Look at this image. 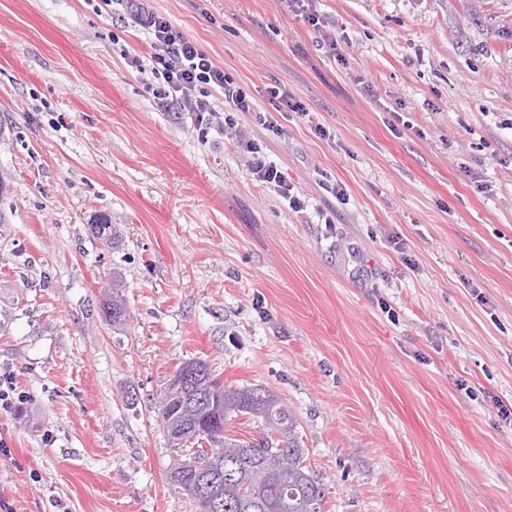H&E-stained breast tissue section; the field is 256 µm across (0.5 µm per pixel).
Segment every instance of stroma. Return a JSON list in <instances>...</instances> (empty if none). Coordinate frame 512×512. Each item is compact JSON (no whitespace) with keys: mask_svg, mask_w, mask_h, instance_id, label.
Wrapping results in <instances>:
<instances>
[{"mask_svg":"<svg viewBox=\"0 0 512 512\" xmlns=\"http://www.w3.org/2000/svg\"><path fill=\"white\" fill-rule=\"evenodd\" d=\"M145 5L259 109L279 85L313 118L198 130L119 55L149 50L124 6L0 0V371L28 395L0 496L192 512L158 401L201 358L288 405L321 512H512V0H306L318 30L286 0ZM237 148L246 158L248 171L255 180L265 186H273L280 195L288 200V206L294 212L303 211L304 204L297 197L290 195L287 176L275 164L268 162L261 147L251 138L239 135L236 141Z\"/></svg>","mask_w":512,"mask_h":512,"instance_id":"stroma-1","label":"stroma"}]
</instances>
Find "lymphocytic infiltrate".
I'll list each match as a JSON object with an SVG mask.
<instances>
[{
    "mask_svg": "<svg viewBox=\"0 0 512 512\" xmlns=\"http://www.w3.org/2000/svg\"><path fill=\"white\" fill-rule=\"evenodd\" d=\"M116 4L126 5L137 24L149 35L152 52L142 57L123 52L127 64L142 74V84L151 93L156 106L166 112H184L190 115L198 127H208L222 122L233 126V115L237 112L254 113L259 124L272 133L281 130L275 115L289 110L301 118H309L306 105L293 98L287 89L280 86L269 88L271 111L256 110L244 88L231 87L221 67L190 39L178 33L163 16L142 9L138 0H115ZM223 98L228 115H220L216 98ZM240 153L246 159L250 174L262 185L273 187L282 197L287 198L288 206L294 212H301L303 204L291 196L287 177L275 164L268 162L261 147L251 138L238 136L236 141Z\"/></svg>",
    "mask_w": 512,
    "mask_h": 512,
    "instance_id": "1",
    "label": "lymphocytic infiltrate"
}]
</instances>
